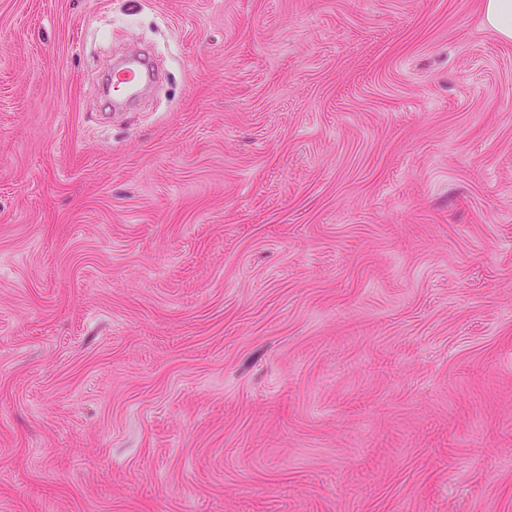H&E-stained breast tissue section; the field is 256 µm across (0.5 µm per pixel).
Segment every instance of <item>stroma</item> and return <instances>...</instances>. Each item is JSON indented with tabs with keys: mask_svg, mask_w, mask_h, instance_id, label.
Wrapping results in <instances>:
<instances>
[{
	"mask_svg": "<svg viewBox=\"0 0 512 512\" xmlns=\"http://www.w3.org/2000/svg\"><path fill=\"white\" fill-rule=\"evenodd\" d=\"M0 512H512L479 0H0ZM156 72L144 55L124 58L113 65L105 93L111 105H120L125 100L141 95L155 80Z\"/></svg>",
	"mask_w": 512,
	"mask_h": 512,
	"instance_id": "stroma-1",
	"label": "stroma"
}]
</instances>
